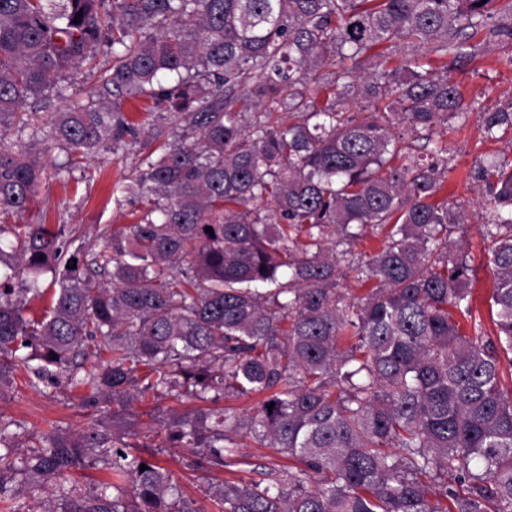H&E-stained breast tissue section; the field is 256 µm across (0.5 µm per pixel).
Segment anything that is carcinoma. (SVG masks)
<instances>
[{
  "instance_id": "cac0c4a2",
  "label": "carcinoma",
  "mask_w": 512,
  "mask_h": 512,
  "mask_svg": "<svg viewBox=\"0 0 512 512\" xmlns=\"http://www.w3.org/2000/svg\"><path fill=\"white\" fill-rule=\"evenodd\" d=\"M497 2L0 0V133L27 131L74 166L109 141L150 149L116 187L135 222L100 248L64 224H26L0 247L7 269L52 274L21 292L0 274V393L38 360L32 386L82 387L89 403H207L154 429L200 468L235 467L248 445L295 461L209 484L220 512H512V160L472 169L495 309L492 334L471 336L467 214L438 199L448 148L434 138L469 117L445 59H476L485 29L512 39V0ZM400 41L442 66L389 68ZM103 47L112 104L39 124L27 101ZM145 99L157 112L142 133L124 104ZM357 100L366 111H346ZM481 123L512 143V102ZM53 171L29 144L0 145V217L23 215ZM368 232L381 246L357 257ZM347 278L367 293L348 295ZM29 292L49 300L36 316ZM253 394L249 414L220 406ZM22 428L0 418V449ZM132 436L115 421L28 435L25 453H0L4 512H30L15 475L36 488L99 461L113 494L61 484L47 512H195Z\"/></svg>"
}]
</instances>
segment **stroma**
Returning a JSON list of instances; mask_svg holds the SVG:
<instances>
[{
	"mask_svg": "<svg viewBox=\"0 0 512 512\" xmlns=\"http://www.w3.org/2000/svg\"><path fill=\"white\" fill-rule=\"evenodd\" d=\"M480 40L489 44L487 52L475 60H461L450 67V77L457 85L465 104L472 110L464 127H442L440 136L448 147V173L445 191L450 200L464 203L468 220L463 228L470 249L475 274L473 295L484 328H491V301L494 279L481 238V228L488 219L469 177L476 160L483 154L506 149V142H488L483 138L480 112L512 101V47L491 39L481 32ZM112 57L99 53L95 68L71 69L65 76L64 95L46 93L34 110L40 122H47L51 113L65 111L74 104L97 98L101 69L111 65ZM51 162L59 164V174L42 183L35 202L22 217H11L6 229L23 224L46 222L64 224L77 229L83 241L91 246L101 244V235L114 226L131 223L135 209L131 203H117L112 194L123 176L137 172L143 154L138 147L115 150L104 146L86 158L81 168L63 169L65 153L52 149ZM84 391L66 385L42 384L30 387L27 372L18 369L15 383L0 396V417L24 422L36 434L63 430L78 433L88 426L112 419L107 405L92 406L83 400ZM193 401L172 398H147L131 403L124 416L138 423L136 444L144 448V456L153 458L174 475L177 484L195 512H219L218 505L206 493L210 482L219 480H257L262 472L287 470L289 461L271 448L243 447L239 450L240 465L221 471L207 472L192 465L188 451L159 447L158 437L149 433L155 418L193 409Z\"/></svg>",
	"mask_w": 512,
	"mask_h": 512,
	"instance_id": "stroma-1",
	"label": "stroma"
}]
</instances>
